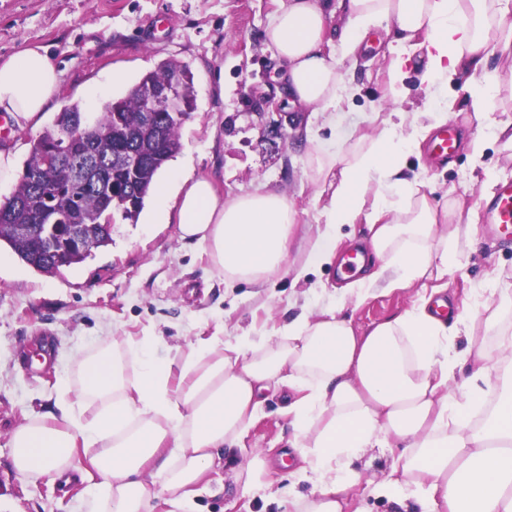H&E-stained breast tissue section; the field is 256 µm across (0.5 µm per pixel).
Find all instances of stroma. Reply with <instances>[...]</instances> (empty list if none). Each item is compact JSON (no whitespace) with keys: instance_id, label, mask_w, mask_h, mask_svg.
<instances>
[{"instance_id":"obj_1","label":"stroma","mask_w":512,"mask_h":512,"mask_svg":"<svg viewBox=\"0 0 512 512\" xmlns=\"http://www.w3.org/2000/svg\"><path fill=\"white\" fill-rule=\"evenodd\" d=\"M280 0H0V59L40 46L62 72L61 93L43 129L57 113L78 105L97 115L124 97L164 61L185 65L192 75L194 109L180 129L182 148L169 162L195 176L209 177L225 197L275 192L293 201L297 232L288 259L270 282L232 284L202 249L179 236L174 223H156L153 199L137 221L115 220L111 245L83 263L50 276L0 247V512H73L83 494L74 483L62 488L46 480L25 481L10 458L11 431L28 414L53 407L62 380L77 382L76 360L97 350L109 336L147 338L154 357L177 363L192 345L213 336L235 341L249 334L263 341L273 323L301 310L339 306L356 332L410 308L415 289L344 296L332 266L295 278L323 218L326 203L311 178L306 155L313 146L344 152L359 136L376 135L388 117L390 97L386 48L340 66L349 96L339 111H300L279 79V61L265 30ZM121 82H113V75ZM101 91L90 99L92 88ZM283 116L281 128L259 126V98ZM485 164L473 166L465 153L433 164L427 152L408 155L405 175L420 182L431 203L458 197L464 210L482 215L485 176L512 179V152L492 146ZM512 281V248L498 247L489 226L478 223L468 265L448 275L454 302L493 277ZM281 402L271 399L250 426L241 461L263 452L273 488L305 495L296 482L297 460L287 447L291 433ZM395 458L367 449L354 468L359 474L353 507L393 512L374 493ZM224 489L202 497L207 512H279L262 492H243L229 470Z\"/></svg>"}]
</instances>
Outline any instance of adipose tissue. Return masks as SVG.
<instances>
[{
  "instance_id": "ef3b65f1",
  "label": "adipose tissue",
  "mask_w": 512,
  "mask_h": 512,
  "mask_svg": "<svg viewBox=\"0 0 512 512\" xmlns=\"http://www.w3.org/2000/svg\"><path fill=\"white\" fill-rule=\"evenodd\" d=\"M343 11L341 27L330 23ZM395 31L389 65L399 87L412 58L425 92L464 79L471 95L449 96L439 122L463 104L491 138L465 143L482 162L489 139L512 144V122L498 119L512 76V0H283L267 28L287 93L316 112H332L345 87L341 59L355 54L370 29ZM497 65H490V57ZM61 84L42 47L0 61V112L19 130L37 128ZM432 130L420 111L394 109L378 133L346 154L314 149L308 166L331 193L323 229L298 271L333 264L345 226L365 220V273L346 284L363 299L415 289L411 307L356 333L338 308L300 313L271 330L265 344L215 337L191 347L180 367L152 358L148 344L113 337L78 362L81 398L96 401L89 418L73 403L28 418L12 433L18 476L84 482L78 512H199L216 457L243 480L262 485L266 460L237 451L267 393L285 387L301 479L311 496L291 512H346L359 481L350 463L369 448L402 452L377 493L397 512H512V283L494 280L495 304L449 305L443 279L464 265L456 201L433 205L403 176L404 161ZM176 207L181 239L200 246L232 283H257L280 272L296 225L293 203L277 193L224 198L215 184L184 170L155 193V213ZM483 324L495 351L478 342Z\"/></svg>"
}]
</instances>
